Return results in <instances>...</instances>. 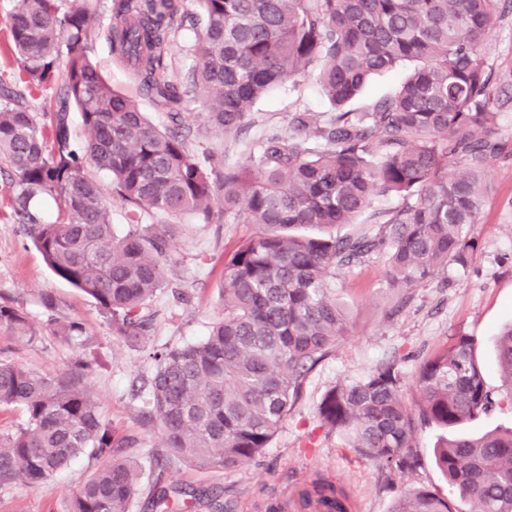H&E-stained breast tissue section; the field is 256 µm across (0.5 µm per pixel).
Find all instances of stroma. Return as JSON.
I'll return each instance as SVG.
<instances>
[{"mask_svg":"<svg viewBox=\"0 0 512 512\" xmlns=\"http://www.w3.org/2000/svg\"><path fill=\"white\" fill-rule=\"evenodd\" d=\"M112 6L113 0H98L90 55L114 89L135 99L155 125L169 126L168 113L140 94L132 73L112 57L102 33ZM185 7L192 19L176 33L168 51V64L177 78L184 76L192 62V48L201 29L196 0H186ZM329 109L315 80L300 78L274 87L256 103L258 123L239 142L210 133L197 103L189 104L185 121L193 130V151L213 150L223 154L225 163L236 164L244 159L246 143L260 137L266 128L284 123L290 112ZM499 136L506 154L492 164L481 222L473 228L478 247L468 270L451 267L440 271L413 288L405 303L388 284L384 259L374 257L344 270L337 292L351 307L350 332L309 374L299 401L269 447L234 472L197 471L169 459L166 475L170 486L217 488L222 501L233 503L234 512H266L272 504L279 506L280 512H301L299 491L319 477L347 493L350 512H390L395 498L410 487L447 493L448 483L434 454L446 430L420 427L419 467L407 477L389 479L323 427L318 405L336 382L360 378L388 360H398L402 371L413 375L424 355L450 345L459 334L476 339L487 386L504 392L495 341L500 329L512 322V110L503 113ZM255 231L252 224H201L188 217L177 224L174 246L163 265L168 288L153 304V345H176L205 335L221 311L224 254ZM48 296L56 300L55 308L45 307L43 300ZM0 302L27 313L31 323L44 332L41 342L19 345L0 330L1 358L61 375L70 373L80 357L93 362L94 368L82 384L125 439L117 456L143 466L145 473L131 512H149L146 499L154 485L149 468L161 437L156 426L143 418L142 410L154 364L141 346L113 333L110 321L92 299L48 269L41 253L13 222L12 187L4 174H0ZM70 320L84 323L93 338L90 349L69 347L48 335L50 324ZM95 466V459L86 455L38 487L1 486L0 512H68L71 496Z\"/></svg>","mask_w":512,"mask_h":512,"instance_id":"1","label":"stroma"}]
</instances>
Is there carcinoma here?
<instances>
[{"label":"carcinoma","mask_w":512,"mask_h":512,"mask_svg":"<svg viewBox=\"0 0 512 512\" xmlns=\"http://www.w3.org/2000/svg\"><path fill=\"white\" fill-rule=\"evenodd\" d=\"M115 2L105 34L112 55L133 68L172 125H153L90 59L96 0L67 8L63 0H15L17 83L30 92L57 89L58 109L49 147L36 113L0 81V160L12 171L14 219L55 275L92 298L113 332L144 348L172 236L171 225L147 218L257 225L224 253L222 315L207 334L149 352L155 369L144 415L162 438L156 483L170 457L232 472L269 446L307 376L348 335L351 312L336 294L341 270L383 257L390 287L403 289L450 264L469 267L491 162L503 151L498 120L512 108L484 46L512 0H197L202 32L178 85L165 57L187 17L183 0ZM407 63L413 69L394 93L352 107L370 77ZM307 77L330 111L288 113L286 126L268 131L237 166L190 152L188 102H199L206 124L235 141L270 89ZM72 107L86 133L80 149ZM93 168L109 174L110 194ZM380 196L401 203L375 209ZM43 198L56 205L51 221L39 209ZM114 202L129 226L122 236L112 226ZM365 213L379 225L374 234L310 233L357 224ZM0 328L22 344L41 340L10 305L0 304ZM51 333L68 345L90 344L79 321ZM497 351L505 396L487 387L475 339L459 334L412 375L415 409L402 400L406 376L393 359L329 389L319 418L380 472L409 475L420 465L418 427L452 429L512 405V326ZM88 368L80 361L62 376L0 360V408L26 414L16 430L0 433V484L36 487L89 454L101 464L78 486L69 512H130L141 473L115 456L121 439L80 385ZM436 460L460 508L409 488L391 512H512V429L446 438ZM176 496L198 493L162 487L152 512H173ZM301 500L349 512L346 493L321 478Z\"/></svg>","instance_id":"cac0c4a2"}]
</instances>
